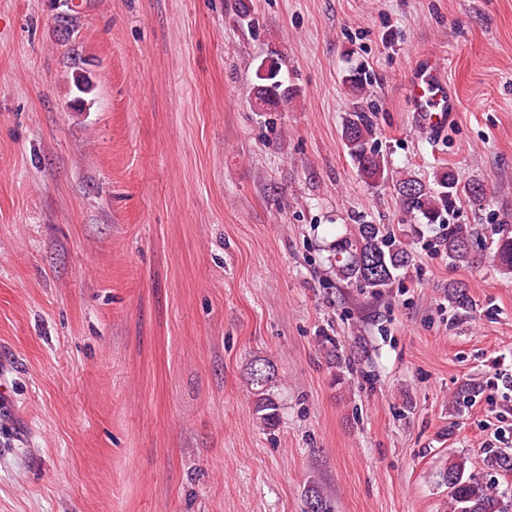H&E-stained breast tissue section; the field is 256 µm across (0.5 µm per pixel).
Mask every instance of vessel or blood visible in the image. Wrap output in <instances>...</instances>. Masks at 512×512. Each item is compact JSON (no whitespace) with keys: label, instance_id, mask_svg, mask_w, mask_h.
<instances>
[{"label":"vessel or blood","instance_id":"vessel-or-blood-1","mask_svg":"<svg viewBox=\"0 0 512 512\" xmlns=\"http://www.w3.org/2000/svg\"><path fill=\"white\" fill-rule=\"evenodd\" d=\"M406 93L413 103V124L428 133L444 132L459 110V100L437 68L416 69Z\"/></svg>","mask_w":512,"mask_h":512}]
</instances>
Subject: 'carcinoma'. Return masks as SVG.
Here are the masks:
<instances>
[{"instance_id":"cac0c4a2","label":"carcinoma","mask_w":512,"mask_h":512,"mask_svg":"<svg viewBox=\"0 0 512 512\" xmlns=\"http://www.w3.org/2000/svg\"><path fill=\"white\" fill-rule=\"evenodd\" d=\"M249 7H243V2ZM236 22L248 29L256 27L257 4L254 0H236ZM284 56L272 51L260 60L255 71L256 81L248 93L256 112H281L288 109L295 90L284 85L282 66ZM375 127L372 117L365 112H352L342 126L341 137L357 172L367 182L375 185L389 178L384 156L374 146ZM436 188L429 189L411 177L396 179L394 190L402 204L420 214L425 223L443 224L439 245L454 263L472 265L479 260L473 253L474 231L466 224H444V213L456 200L464 199L473 207L486 202V186L473 180L458 186V179L451 171H441L434 176ZM498 235L493 251V262L505 274L512 273V230L497 228ZM330 262L336 279L355 285L373 296L383 295L399 273L412 265L413 252L404 238L392 236L383 224H348L345 232L336 236L329 245ZM448 303L459 310L473 308L466 285L462 282L448 285ZM275 369L267 359L251 363L248 385L253 396V417L264 430H273L280 424V406L275 384ZM448 485L452 512H508L507 505L496 489L475 474H465V461L448 463L442 474Z\"/></svg>"}]
</instances>
